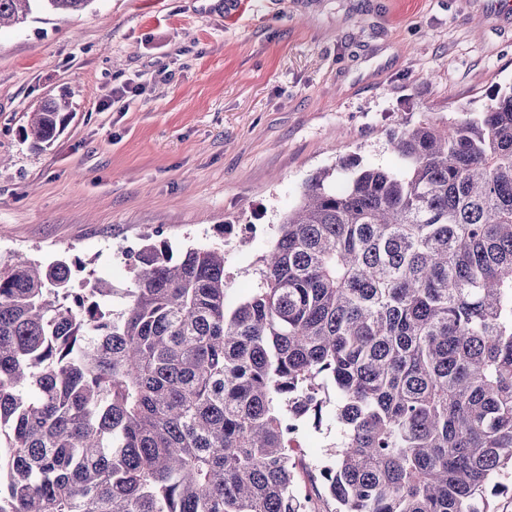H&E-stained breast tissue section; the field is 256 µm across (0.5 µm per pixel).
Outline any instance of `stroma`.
<instances>
[{
	"label": "stroma",
	"mask_w": 512,
	"mask_h": 512,
	"mask_svg": "<svg viewBox=\"0 0 512 512\" xmlns=\"http://www.w3.org/2000/svg\"><path fill=\"white\" fill-rule=\"evenodd\" d=\"M512 83V9L498 0H93L0 30V259L74 262L72 285L132 284L143 235L221 247L228 304L306 182L341 157L394 166L391 135L481 111ZM67 98L55 143L23 136ZM253 224L244 236L239 225ZM337 441L307 429L295 481L332 505L313 465Z\"/></svg>",
	"instance_id": "stroma-1"
}]
</instances>
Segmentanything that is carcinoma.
I'll return each instance as SVG.
<instances>
[{"instance_id": "1", "label": "carcinoma", "mask_w": 512, "mask_h": 512, "mask_svg": "<svg viewBox=\"0 0 512 512\" xmlns=\"http://www.w3.org/2000/svg\"><path fill=\"white\" fill-rule=\"evenodd\" d=\"M92 2L0 0V28ZM394 149L312 177L234 306L220 247H141L118 312L65 259L0 260V512H300L288 430L330 387L334 512H489L512 477V85Z\"/></svg>"}]
</instances>
